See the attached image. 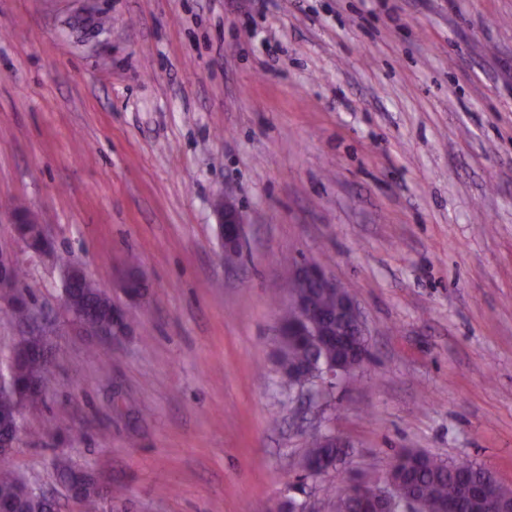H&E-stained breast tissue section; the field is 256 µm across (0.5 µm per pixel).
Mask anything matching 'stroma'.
<instances>
[{
    "label": "stroma",
    "mask_w": 512,
    "mask_h": 512,
    "mask_svg": "<svg viewBox=\"0 0 512 512\" xmlns=\"http://www.w3.org/2000/svg\"><path fill=\"white\" fill-rule=\"evenodd\" d=\"M224 195L247 218L231 265ZM65 261L125 336L71 325ZM302 261L369 333L322 399L277 371ZM0 263L53 328L9 461L56 512H336L404 448L512 489V0H0ZM318 431L350 447L293 491ZM63 462L112 496L73 502Z\"/></svg>",
    "instance_id": "1"
}]
</instances>
